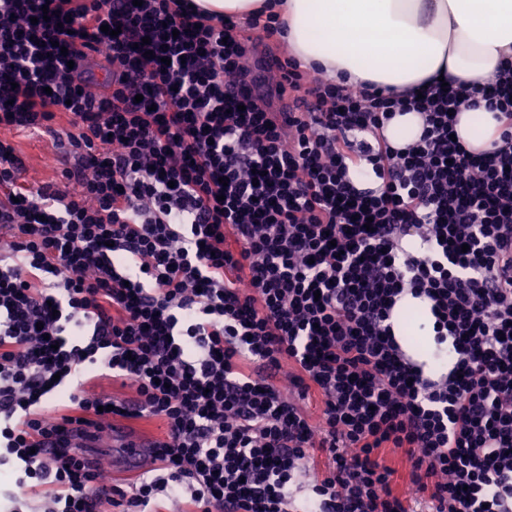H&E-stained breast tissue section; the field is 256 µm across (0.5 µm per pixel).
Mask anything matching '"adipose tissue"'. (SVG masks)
Here are the masks:
<instances>
[{
  "instance_id": "adipose-tissue-1",
  "label": "adipose tissue",
  "mask_w": 512,
  "mask_h": 512,
  "mask_svg": "<svg viewBox=\"0 0 512 512\" xmlns=\"http://www.w3.org/2000/svg\"><path fill=\"white\" fill-rule=\"evenodd\" d=\"M244 19L264 4L283 14L304 67L398 94L445 80L492 81L512 61V0H192ZM455 130L472 151L502 131L491 112L463 109Z\"/></svg>"
}]
</instances>
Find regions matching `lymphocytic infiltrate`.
Wrapping results in <instances>:
<instances>
[{"instance_id":"lymphocytic-infiltrate-1","label":"lymphocytic infiltrate","mask_w":512,"mask_h":512,"mask_svg":"<svg viewBox=\"0 0 512 512\" xmlns=\"http://www.w3.org/2000/svg\"><path fill=\"white\" fill-rule=\"evenodd\" d=\"M126 2L0 0V129L74 160L35 186L0 140V467L16 485L0 512L28 495L161 512L162 492L188 512H512V64L408 97L287 57L255 94L248 57L285 33L278 14L242 28L187 0ZM46 4L52 22L21 36ZM100 53L95 91L67 62ZM480 105L502 132L474 153L451 136ZM411 111L419 140L392 148L386 123ZM407 294L452 357L439 377L393 332ZM97 371L135 398L89 396ZM117 410L166 425L130 493L71 445Z\"/></svg>"}]
</instances>
